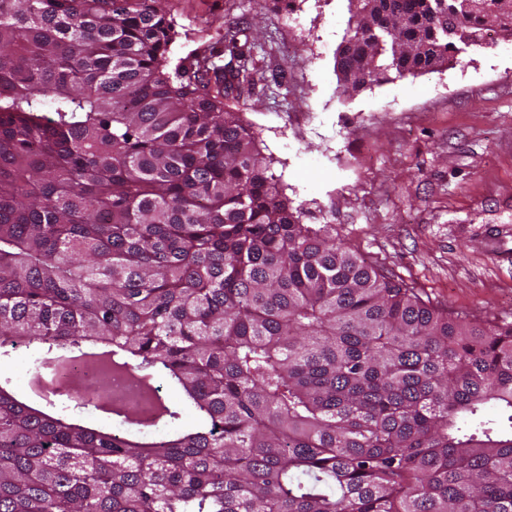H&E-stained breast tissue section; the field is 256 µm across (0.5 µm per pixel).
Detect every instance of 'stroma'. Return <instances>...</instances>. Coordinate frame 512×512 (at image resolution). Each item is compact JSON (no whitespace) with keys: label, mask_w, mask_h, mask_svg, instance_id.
I'll list each match as a JSON object with an SVG mask.
<instances>
[{"label":"stroma","mask_w":512,"mask_h":512,"mask_svg":"<svg viewBox=\"0 0 512 512\" xmlns=\"http://www.w3.org/2000/svg\"><path fill=\"white\" fill-rule=\"evenodd\" d=\"M172 61L243 27L251 84L227 104L257 132L303 223L476 323L512 321V42L343 96L347 0H163ZM300 16L290 22L289 14Z\"/></svg>","instance_id":"stroma-1"}]
</instances>
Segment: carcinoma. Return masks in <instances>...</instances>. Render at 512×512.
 I'll return each mask as SVG.
<instances>
[{"label":"carcinoma","mask_w":512,"mask_h":512,"mask_svg":"<svg viewBox=\"0 0 512 512\" xmlns=\"http://www.w3.org/2000/svg\"><path fill=\"white\" fill-rule=\"evenodd\" d=\"M159 0H0V358L150 380L91 428L0 380V512H512V322L451 317L304 224ZM353 91L453 61L512 0H348ZM58 387L38 399H72ZM194 422L184 427L185 409Z\"/></svg>","instance_id":"cac0c4a2"}]
</instances>
